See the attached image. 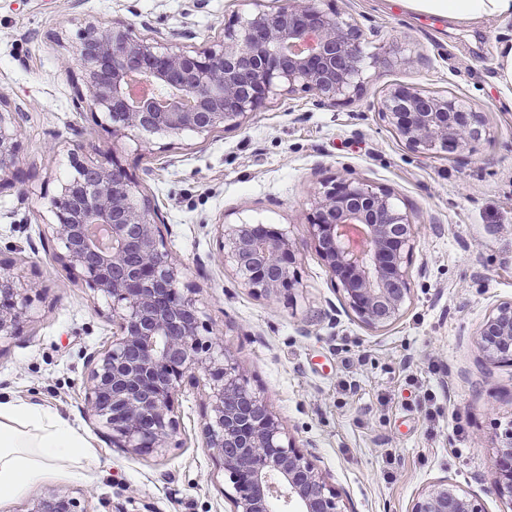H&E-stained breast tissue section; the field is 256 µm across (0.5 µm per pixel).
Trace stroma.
Here are the masks:
<instances>
[{
	"instance_id": "1",
	"label": "stroma",
	"mask_w": 512,
	"mask_h": 512,
	"mask_svg": "<svg viewBox=\"0 0 512 512\" xmlns=\"http://www.w3.org/2000/svg\"><path fill=\"white\" fill-rule=\"evenodd\" d=\"M334 5L383 58L351 102L277 96L238 129L162 137L147 149L135 137L112 142L75 112L80 72L69 58L79 29L119 19L144 38L192 33L199 47L221 40L225 21L253 11L252 0H0V93L31 105L18 137L22 174L0 188V259L42 288L19 335L0 341V397L58 412L90 444L83 477L51 475L0 512H26L49 489L86 491L90 512L231 510L202 446L203 390L180 394V445L163 455L112 447L84 414V355L111 341L112 320L57 261L60 244L41 234L70 173L75 126L88 156L116 155L138 180L208 330L357 512H407L444 477L485 512H503L492 485L512 424V367L489 363L476 339L489 312L512 300V86L497 69L512 24L452 23L396 0ZM399 85L481 113V136L460 154L410 150L378 114ZM336 175L391 191L418 228L411 299L389 327L356 318L306 243L313 199ZM242 221L300 241L293 290L268 298L215 262L219 225Z\"/></svg>"
}]
</instances>
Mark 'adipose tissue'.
Here are the masks:
<instances>
[{"instance_id": "obj_1", "label": "adipose tissue", "mask_w": 512, "mask_h": 512, "mask_svg": "<svg viewBox=\"0 0 512 512\" xmlns=\"http://www.w3.org/2000/svg\"><path fill=\"white\" fill-rule=\"evenodd\" d=\"M402 7L460 23L512 21V0H399ZM83 436L62 416L15 401H0V501L25 495L51 471L82 476Z\"/></svg>"}]
</instances>
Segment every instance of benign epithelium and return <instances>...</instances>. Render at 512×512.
<instances>
[{"mask_svg": "<svg viewBox=\"0 0 512 512\" xmlns=\"http://www.w3.org/2000/svg\"><path fill=\"white\" fill-rule=\"evenodd\" d=\"M235 14L224 39L187 49L174 33L150 42L134 26L88 23L73 59L81 72L73 103L91 112L114 141L138 134L210 135L237 129L278 95L311 93L320 104L359 95L381 58L365 52L359 28L320 0H284L274 11ZM0 186L20 164L18 128L28 106L0 96ZM379 112L413 151H462L481 135L478 113L415 86L386 92ZM72 172L50 202L42 234L74 282L106 299L112 341L85 355V411L112 445L163 453L176 444L175 402L205 376L209 412L203 448L228 477L232 512H356L313 460L285 433L267 403L230 362L220 338L204 337L195 289L173 260L156 211L138 200V183L118 160H92L84 144L70 153ZM218 260L243 283L273 298L295 287L291 272L301 243L259 222L218 225ZM417 228L384 189L343 175L318 193L308 241L348 307L371 328L393 324L410 297L408 256ZM37 286L0 262V340L18 333ZM487 361L512 366V300L500 303L479 331ZM494 494L512 510V427L497 449ZM83 491L50 489L27 512H87ZM408 512H484L466 488L441 479L412 499Z\"/></svg>", "mask_w": 512, "mask_h": 512, "instance_id": "obj_1", "label": "benign epithelium"}]
</instances>
